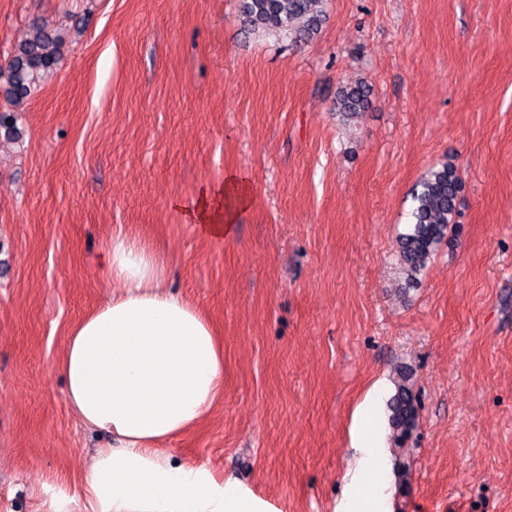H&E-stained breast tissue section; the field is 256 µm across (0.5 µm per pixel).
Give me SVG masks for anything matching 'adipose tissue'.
I'll return each instance as SVG.
<instances>
[{
  "mask_svg": "<svg viewBox=\"0 0 512 512\" xmlns=\"http://www.w3.org/2000/svg\"><path fill=\"white\" fill-rule=\"evenodd\" d=\"M251 202L227 174L181 206L188 220L220 238ZM120 291L68 331L59 370L69 411L108 440L84 472L90 512H270L236 481L174 461L166 447L198 426L224 385V349L207 316L169 291L166 263L136 235L117 229L102 254ZM343 476L354 506L383 507L388 481L375 436Z\"/></svg>",
  "mask_w": 512,
  "mask_h": 512,
  "instance_id": "adipose-tissue-1",
  "label": "adipose tissue"
}]
</instances>
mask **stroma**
<instances>
[{
    "label": "stroma",
    "instance_id": "1",
    "mask_svg": "<svg viewBox=\"0 0 512 512\" xmlns=\"http://www.w3.org/2000/svg\"><path fill=\"white\" fill-rule=\"evenodd\" d=\"M308 43L245 33L239 0H0V63L39 18L58 69L0 147V512H85L106 442L70 413L69 328L113 286V229L169 257L168 285L224 344V393L172 442L273 512H335L358 409L389 437L422 408L388 512H512V0H325ZM371 106L348 126L337 87ZM457 225L398 277L409 192L442 162ZM251 196L224 238L173 207L227 171ZM370 104V88L363 82L341 85L336 89L333 110L336 117L347 121L365 111ZM389 408L391 411L392 441L396 448H402L417 426L418 396L404 381L398 385Z\"/></svg>",
    "mask_w": 512,
    "mask_h": 512
}]
</instances>
